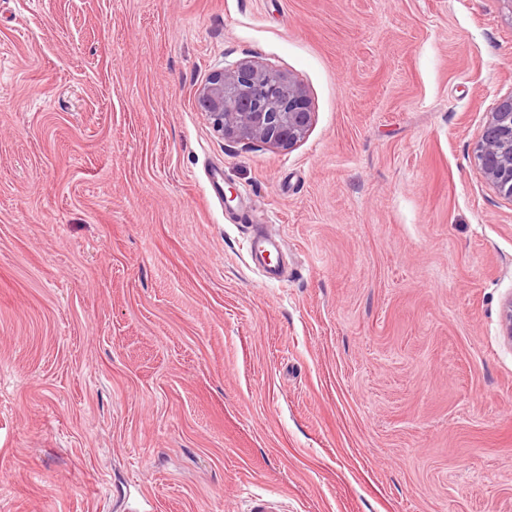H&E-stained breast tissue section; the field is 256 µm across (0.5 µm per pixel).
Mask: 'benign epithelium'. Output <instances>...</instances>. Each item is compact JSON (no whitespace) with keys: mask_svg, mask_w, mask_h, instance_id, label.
<instances>
[{"mask_svg":"<svg viewBox=\"0 0 512 512\" xmlns=\"http://www.w3.org/2000/svg\"><path fill=\"white\" fill-rule=\"evenodd\" d=\"M198 103L221 135L290 148L314 118L304 88L291 77L244 60L213 72ZM475 161L499 194L512 199V96L500 99L484 126Z\"/></svg>","mask_w":512,"mask_h":512,"instance_id":"1","label":"benign epithelium"}]
</instances>
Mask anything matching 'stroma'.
<instances>
[{
	"instance_id": "stroma-1",
	"label": "stroma",
	"mask_w": 512,
	"mask_h": 512,
	"mask_svg": "<svg viewBox=\"0 0 512 512\" xmlns=\"http://www.w3.org/2000/svg\"><path fill=\"white\" fill-rule=\"evenodd\" d=\"M244 58L293 148L201 111ZM509 95L512 0H0V512H512ZM198 103L224 137L273 148L297 144L314 118L298 82L253 60L214 71L198 90ZM474 158L498 193L512 199V96L500 99L490 113ZM249 227V258L252 265L261 270L265 282L279 281L282 271L278 257L282 253V237L266 230L265 224H251Z\"/></svg>"
}]
</instances>
